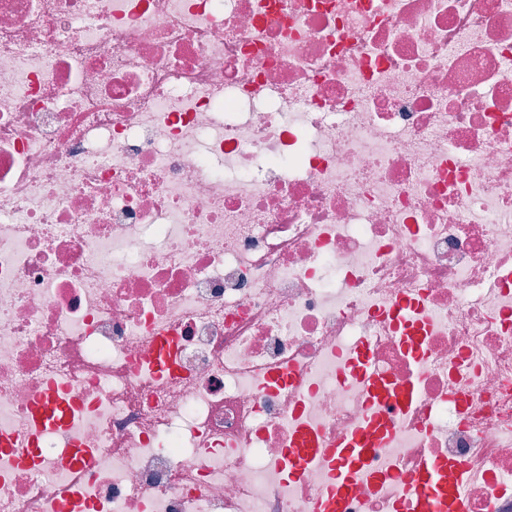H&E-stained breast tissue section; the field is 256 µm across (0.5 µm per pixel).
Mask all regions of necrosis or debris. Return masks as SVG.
Wrapping results in <instances>:
<instances>
[{"label":"necrosis or debris","instance_id":"obj_1","mask_svg":"<svg viewBox=\"0 0 512 512\" xmlns=\"http://www.w3.org/2000/svg\"><path fill=\"white\" fill-rule=\"evenodd\" d=\"M378 420L344 512H512V0H0V512H315ZM311 436L307 432H302L292 448H287L285 451L284 471L288 477H293L298 473L316 453L318 448H315ZM418 493L413 503L416 512H435L441 505L448 506V512L463 511L465 487L462 483L445 486L441 483L438 470L426 463L414 480Z\"/></svg>","mask_w":512,"mask_h":512}]
</instances>
